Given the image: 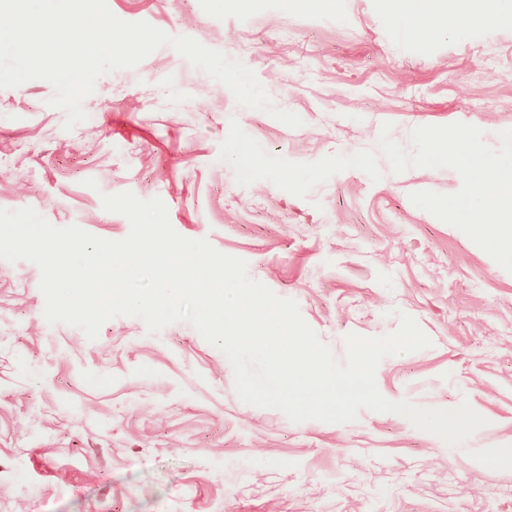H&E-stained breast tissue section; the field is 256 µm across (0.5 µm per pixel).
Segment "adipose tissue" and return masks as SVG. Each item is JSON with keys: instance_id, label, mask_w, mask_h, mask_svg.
<instances>
[{"instance_id": "ef3b65f1", "label": "adipose tissue", "mask_w": 512, "mask_h": 512, "mask_svg": "<svg viewBox=\"0 0 512 512\" xmlns=\"http://www.w3.org/2000/svg\"><path fill=\"white\" fill-rule=\"evenodd\" d=\"M490 0H394L396 14L414 33L426 37L449 23L486 15ZM428 15L429 24L420 22V15Z\"/></svg>"}]
</instances>
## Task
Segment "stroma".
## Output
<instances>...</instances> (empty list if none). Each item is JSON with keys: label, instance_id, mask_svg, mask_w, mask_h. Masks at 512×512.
Wrapping results in <instances>:
<instances>
[{"label": "stroma", "instance_id": "obj_1", "mask_svg": "<svg viewBox=\"0 0 512 512\" xmlns=\"http://www.w3.org/2000/svg\"><path fill=\"white\" fill-rule=\"evenodd\" d=\"M239 59L292 128L239 106L222 83L164 46L100 77L86 121L63 127L52 86L0 89V208L116 241L128 220L101 197L160 198L173 229L243 259L250 277L295 300L336 358L348 334L413 317L430 347L383 359L388 400L487 424L462 448L404 416L360 411L344 424L292 422L243 403L226 355L188 322L160 333L119 316L97 339L49 324L32 262L0 260V512H512V273L411 193L453 194L450 169H347L296 197L243 187L220 161L231 122L270 154L308 163L374 148L384 123L409 146L419 126L462 122L497 145L512 129V0L499 20L448 28L399 49L386 0H107ZM96 180L90 188L88 180ZM108 448L100 464L93 451Z\"/></svg>", "mask_w": 512, "mask_h": 512}]
</instances>
